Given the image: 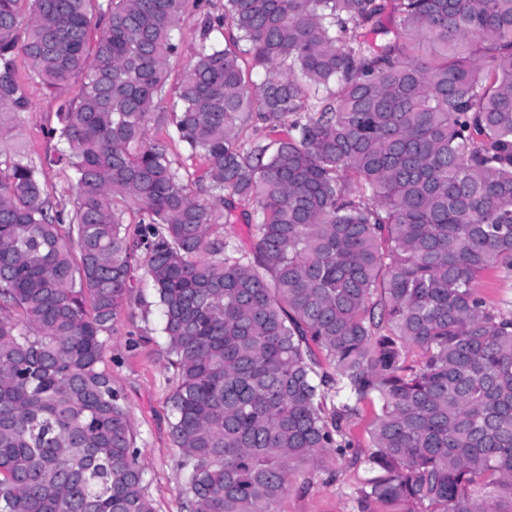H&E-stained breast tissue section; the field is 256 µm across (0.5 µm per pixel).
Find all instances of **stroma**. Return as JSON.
Here are the masks:
<instances>
[{
	"instance_id": "1",
	"label": "stroma",
	"mask_w": 512,
	"mask_h": 512,
	"mask_svg": "<svg viewBox=\"0 0 512 512\" xmlns=\"http://www.w3.org/2000/svg\"><path fill=\"white\" fill-rule=\"evenodd\" d=\"M26 88L29 105L18 114L11 137L0 142V164L8 165L15 147H22L37 165L38 178L51 199L72 206L75 173L68 165L54 161L56 143L47 132L57 126L61 104L76 96L78 86L73 83L62 91L51 92L28 81ZM136 294L138 303L124 309L115 324L105 362L134 423L146 491L155 512H186L178 494L182 481L178 468L181 451L175 447L170 433L168 396L175 378L165 361L161 314L154 304L155 291L149 278H142ZM370 476L365 465L350 466L327 457L322 464L296 474L278 510L359 512L356 491Z\"/></svg>"
}]
</instances>
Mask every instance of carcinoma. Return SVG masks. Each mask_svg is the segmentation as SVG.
I'll return each instance as SVG.
<instances>
[{
  "instance_id": "1",
  "label": "carcinoma",
  "mask_w": 512,
  "mask_h": 512,
  "mask_svg": "<svg viewBox=\"0 0 512 512\" xmlns=\"http://www.w3.org/2000/svg\"><path fill=\"white\" fill-rule=\"evenodd\" d=\"M91 2L0 0L1 140L28 107L17 55L49 91L80 79L48 131L74 207L24 152L0 168V512H154L105 368L141 269L192 512H278L330 453L375 472L361 512H512V300L475 288L512 281V0L210 5L167 132L206 161L205 202L147 139L203 0H107L90 55ZM237 202L249 250L218 231ZM479 292L491 303H499L502 299H512V288L504 285L494 272L485 273L477 283ZM375 407L369 402L362 405L359 415L350 423L349 438L355 448H367L369 446V430Z\"/></svg>"
}]
</instances>
